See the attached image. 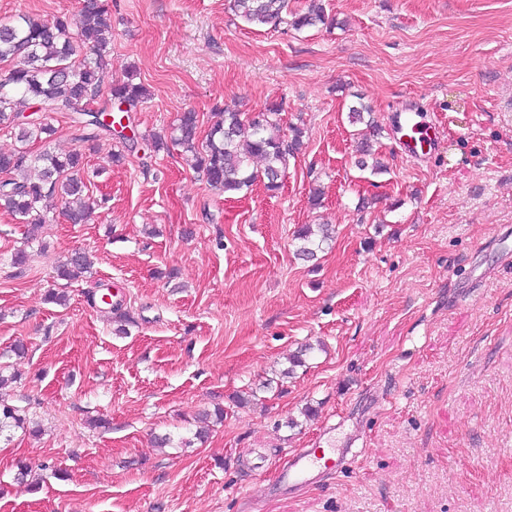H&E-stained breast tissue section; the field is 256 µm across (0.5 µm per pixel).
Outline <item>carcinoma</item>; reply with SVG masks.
Masks as SVG:
<instances>
[{
  "mask_svg": "<svg viewBox=\"0 0 512 512\" xmlns=\"http://www.w3.org/2000/svg\"><path fill=\"white\" fill-rule=\"evenodd\" d=\"M239 17L253 26H277L285 22L289 0H233ZM289 25L302 30L326 24L324 8L313 4L305 13L291 14ZM111 28L108 9L102 0H83L76 14H62L53 21L21 15L0 21V61L13 62L0 77V127L13 133L20 147L0 151V199L23 224L37 232L47 223V213L55 206L72 224L84 223L93 203L82 198L85 183L82 154L71 151L55 153L49 149L34 155L27 145L50 137L53 129L39 118L24 115L17 105L32 103L38 111L66 112L77 116L89 130L85 139L93 140L99 132H110L122 120L131 119L147 92L129 76L109 86L108 102L94 103L100 96L108 74L107 34ZM80 60H75L77 54ZM283 103L272 102L260 110V119L249 122L242 113L226 108L224 121L214 125L204 140L198 139L197 114H181L170 140L191 153V165L205 173L211 187L225 193L251 188L259 178L266 179L269 192L281 187L288 158L303 145V129L282 130ZM263 163V170L252 167ZM298 254L312 258L330 240L328 228L318 226L313 232L306 225L299 230ZM92 261L84 251H74L59 265L57 276L70 280L90 269ZM26 417L10 405L0 407V438L9 437L10 427H22Z\"/></svg>",
  "mask_w": 512,
  "mask_h": 512,
  "instance_id": "1",
  "label": "carcinoma"
}]
</instances>
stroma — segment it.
<instances>
[{"mask_svg": "<svg viewBox=\"0 0 512 512\" xmlns=\"http://www.w3.org/2000/svg\"><path fill=\"white\" fill-rule=\"evenodd\" d=\"M323 4L335 26L297 32L229 0H108L109 78L132 66L147 90L136 149L109 164L118 138L49 113L99 207L85 224L51 211L28 245L0 205L4 399L41 429L0 443V512H512V0ZM78 7L0 0V19ZM279 100L304 137L277 193H218L153 147L182 112L205 132ZM403 111L438 129L436 152H401ZM364 137L384 171L360 168ZM305 224L334 229L311 261ZM77 249L93 265L61 284ZM107 284L125 322L98 302ZM328 445L342 470L281 483L295 449Z\"/></svg>", "mask_w": 512, "mask_h": 512, "instance_id": "obj_1", "label": "stroma"}]
</instances>
